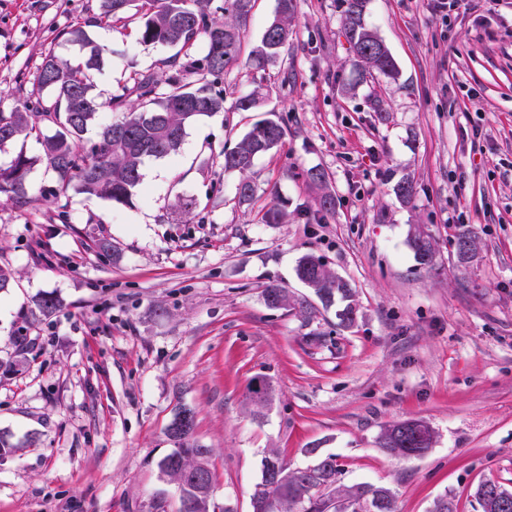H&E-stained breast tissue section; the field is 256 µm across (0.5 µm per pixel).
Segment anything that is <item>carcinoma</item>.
I'll list each match as a JSON object with an SVG mask.
<instances>
[{
  "mask_svg": "<svg viewBox=\"0 0 512 512\" xmlns=\"http://www.w3.org/2000/svg\"><path fill=\"white\" fill-rule=\"evenodd\" d=\"M211 0H98L91 23L98 27L137 24L145 45L180 47L183 54L168 58L167 73H136L118 84L104 101L92 95V71L101 68L104 48L97 44L82 25L59 32L58 37L77 44L84 51L81 60L68 63L49 51L42 57L32 79V90L20 95L10 112H0V150L19 141L34 138L42 146L36 157L18 153L10 165H0V205L26 204L28 177L34 166L41 165L56 177V185L45 199L57 204L75 188L88 197L117 204L130 202L142 181V167L148 157H164L179 150L186 126L200 117L224 111V73L239 63L242 29L252 9V0H224L210 6ZM367 0H347L342 28L355 64L369 74L397 80L398 70L388 48L365 20ZM295 0H278L273 20L260 44L251 51L258 65H275L288 49L292 34ZM206 38L207 52L202 57L191 53L196 36ZM262 99L260 90L238 97L234 108L250 111ZM118 112L116 120L101 121L104 113ZM91 126L99 127L96 140L86 141L83 134ZM54 132L46 134V129ZM288 127L275 119L257 123L232 148L220 151L226 172L240 175L236 194L241 202H250L256 188L248 176L255 160L282 145ZM308 187L314 193L316 214H334L336 195L329 187L327 172L318 166L305 171ZM403 205L412 203L416 188L409 176L392 187ZM423 239L433 248V237L422 224L410 227L408 246ZM302 282L319 279L314 288L321 303L329 307L335 300L345 303L336 312L338 326L350 328L353 321L344 311L353 305L351 284L328 270L321 258L307 254L296 268ZM268 295L282 297L280 308L308 309V302L297 300L288 290L270 284ZM39 314L49 316L60 308L51 294L35 300ZM192 430L174 434L178 446L163 457L161 474L176 485L180 495V512H216L212 497L213 474L210 467L212 449L190 440ZM307 453L315 462L295 467L272 450L262 460V469L277 467L287 474L278 496L270 499L262 490L264 481L255 484L251 494L253 512H395L394 495L384 486L341 483L342 464L331 454L321 455L310 448ZM512 498V491L487 479L475 492L481 512H502L493 491Z\"/></svg>",
  "mask_w": 512,
  "mask_h": 512,
  "instance_id": "carcinoma-1",
  "label": "carcinoma"
}]
</instances>
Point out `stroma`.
<instances>
[{
    "label": "stroma",
    "mask_w": 512,
    "mask_h": 512,
    "mask_svg": "<svg viewBox=\"0 0 512 512\" xmlns=\"http://www.w3.org/2000/svg\"><path fill=\"white\" fill-rule=\"evenodd\" d=\"M90 3L0 0L1 112L45 52L78 56L57 33L85 23ZM276 6L256 0L224 76L227 110L189 124L177 154L146 159L131 204L73 191L60 220L38 199L54 183L38 166L33 203L0 207V266L16 273L0 292V512H179L158 463L184 406L192 441L212 451V496L234 512H252L272 448L299 466L315 448L336 455L344 484L390 488L397 512H430L443 495L480 512L482 480L512 489V0H472L445 27L428 0H368L399 72L391 82L353 64L345 0H296L287 51L256 68L250 52ZM89 33L107 48L93 78L101 100L173 54L139 43L132 24ZM258 82L259 108L230 110ZM271 113L288 134L254 163L256 199L239 202L219 152ZM313 166L336 194L320 223ZM405 175L407 206L392 192ZM187 198L189 214L177 206ZM270 205L281 223H261ZM414 224L435 239L432 272L407 245ZM462 229L477 241L468 270L450 247ZM309 253L355 289V326L339 328L335 307L297 279ZM272 283L307 299V314L268 308ZM45 293L61 306L33 317ZM258 379L270 386L259 410ZM408 419L434 439L403 459L378 438Z\"/></svg>",
    "instance_id": "stroma-1"
}]
</instances>
